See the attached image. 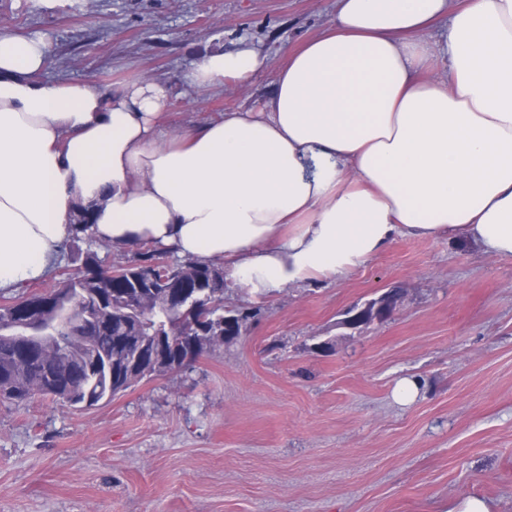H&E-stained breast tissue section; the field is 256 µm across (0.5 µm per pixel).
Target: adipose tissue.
<instances>
[{
    "label": "adipose tissue",
    "instance_id": "adipose-tissue-1",
    "mask_svg": "<svg viewBox=\"0 0 512 512\" xmlns=\"http://www.w3.org/2000/svg\"><path fill=\"white\" fill-rule=\"evenodd\" d=\"M44 36L0 32V291L45 279L71 237L220 262L256 296L337 280L397 237L512 258V0H336L256 109L168 127V85L46 83ZM246 36L197 89L244 85Z\"/></svg>",
    "mask_w": 512,
    "mask_h": 512
}]
</instances>
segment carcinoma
I'll list each match as a JSON object with an SVG mask.
<instances>
[{"label": "carcinoma", "instance_id": "carcinoma-1", "mask_svg": "<svg viewBox=\"0 0 512 512\" xmlns=\"http://www.w3.org/2000/svg\"><path fill=\"white\" fill-rule=\"evenodd\" d=\"M72 224L75 242H92L87 234L90 207L79 205ZM80 268L43 294L21 296L12 301L29 320L32 331L53 328L57 335L47 338L49 357L40 360L16 341L10 328L0 325V389L8 399L23 403L35 395L54 391L57 381L72 385L71 393L57 398L62 406L73 410L88 409L105 398L117 395L111 382L110 368L133 362L151 336H191L197 350L183 354L175 365L145 366L142 377L179 370L204 353L236 341L250 314L237 309V329L224 330L220 340L204 335L205 327L224 323V280L210 277V271L223 266L194 259H172V253L153 245L139 249L133 264L117 270L103 267L97 252L87 250L77 255ZM199 286L195 305L177 311L171 306V294L180 286ZM87 299L88 335L71 339L65 323L76 299Z\"/></svg>", "mask_w": 512, "mask_h": 512}]
</instances>
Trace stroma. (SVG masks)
<instances>
[{"instance_id":"35a3bbf8","label":"stroma","mask_w":512,"mask_h":512,"mask_svg":"<svg viewBox=\"0 0 512 512\" xmlns=\"http://www.w3.org/2000/svg\"><path fill=\"white\" fill-rule=\"evenodd\" d=\"M335 0H0V30L45 36L39 77L112 91L169 83L168 123L259 107L284 51ZM251 84L192 89L195 57L238 35ZM391 316L345 313L391 289ZM242 336L189 367L74 411L0 401V512H512V260L399 237L337 282L264 297L226 285ZM420 397L400 405L396 380ZM420 381L412 376L400 377L392 390V398L401 405L414 403L420 395Z\"/></svg>"}]
</instances>
